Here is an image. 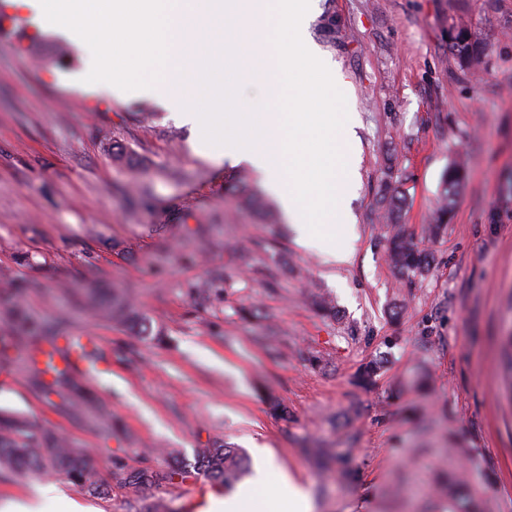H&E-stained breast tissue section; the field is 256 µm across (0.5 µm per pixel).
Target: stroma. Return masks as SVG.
Instances as JSON below:
<instances>
[{"label":"stroma","mask_w":512,"mask_h":512,"mask_svg":"<svg viewBox=\"0 0 512 512\" xmlns=\"http://www.w3.org/2000/svg\"><path fill=\"white\" fill-rule=\"evenodd\" d=\"M325 14L335 37L310 38L340 78L357 154V238L336 266L286 218L266 223L280 203L258 175L213 159L160 98L79 85L84 49L0 14V272L23 287L0 289V337L16 333L18 299L63 335L94 336L82 380L112 419L34 391L21 342L0 366V409L58 431L105 478L224 441L303 484L313 512H512V0H317L310 24ZM453 23L478 63L449 47ZM453 164L464 180L431 239ZM388 174L406 196L397 223L431 258L412 283L383 239ZM216 269L223 281L197 295ZM111 291L160 340L88 304ZM371 361L374 384H358Z\"/></svg>","instance_id":"obj_1"}]
</instances>
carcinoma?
<instances>
[{
  "mask_svg": "<svg viewBox=\"0 0 512 512\" xmlns=\"http://www.w3.org/2000/svg\"><path fill=\"white\" fill-rule=\"evenodd\" d=\"M448 41L461 56L474 61L479 59L475 44L464 26H449ZM461 182L460 170H448L444 177L443 190L446 204L450 205L456 199ZM386 243L392 264L409 281L412 282L427 273L429 255L406 238L398 225H392L386 236ZM104 310L111 317L138 327L141 335H150L148 327L140 323L139 315L127 300L114 295L104 304ZM26 340L39 350L47 345L62 359H67V349L58 346V337L50 331L44 333L39 327L30 325L26 329ZM31 374L33 385L46 397L62 391L75 398L83 396V386L71 375L67 366L42 369L34 363ZM246 464L247 460L241 449L222 442L203 449L194 462L174 467L164 475L147 467L120 463L113 472V484L110 485L99 478L90 460L81 451L71 447L58 433L51 429L36 430L20 415L0 411V473H61L85 493L96 498L111 496L114 486L142 494L161 480L183 482L200 474L214 482L225 484L240 478L246 471Z\"/></svg>",
  "mask_w": 512,
  "mask_h": 512,
  "instance_id": "carcinoma-1",
  "label": "carcinoma"
}]
</instances>
